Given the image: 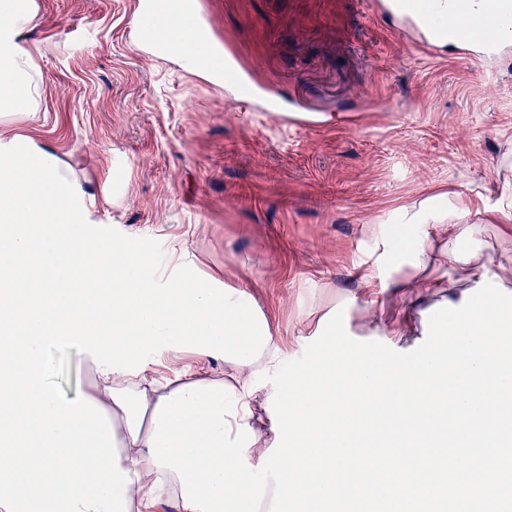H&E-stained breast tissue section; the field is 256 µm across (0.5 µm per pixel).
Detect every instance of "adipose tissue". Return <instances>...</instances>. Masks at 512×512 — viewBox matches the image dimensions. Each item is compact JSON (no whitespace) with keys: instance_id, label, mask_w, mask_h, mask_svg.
Returning a JSON list of instances; mask_svg holds the SVG:
<instances>
[{"instance_id":"1","label":"adipose tissue","mask_w":512,"mask_h":512,"mask_svg":"<svg viewBox=\"0 0 512 512\" xmlns=\"http://www.w3.org/2000/svg\"><path fill=\"white\" fill-rule=\"evenodd\" d=\"M36 0H0V512H187L176 472L153 465L148 440L160 397L190 383L225 385L239 399L237 423L257 438V464L271 416L255 406L260 370L278 369L280 341L246 291L208 279L159 275L152 259L90 237L84 191L51 149L10 134L38 111L43 74L26 41ZM166 38L172 56L198 74L210 53L179 16ZM413 240L415 266L455 264L506 282V268L455 246L430 254ZM75 345L91 391L62 398L49 384L45 351ZM191 348L192 362L181 359Z\"/></svg>"}]
</instances>
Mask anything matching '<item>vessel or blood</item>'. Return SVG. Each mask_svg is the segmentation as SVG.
Wrapping results in <instances>:
<instances>
[{"mask_svg":"<svg viewBox=\"0 0 512 512\" xmlns=\"http://www.w3.org/2000/svg\"><path fill=\"white\" fill-rule=\"evenodd\" d=\"M458 3L459 0H428L422 7L417 0H365L371 17L395 22L413 45L429 54H437L440 48L452 44L459 49V59L493 62L502 50L501 41L495 37L469 41L465 30L471 14L459 8ZM134 11L140 20L138 40H150L161 23L155 0H135ZM238 104L245 110L285 120L295 127L311 126L320 121L318 113L303 99L283 98L280 90L272 85L255 87L239 99Z\"/></svg>","mask_w":512,"mask_h":512,"instance_id":"b4317fda","label":"vessel or blood"}]
</instances>
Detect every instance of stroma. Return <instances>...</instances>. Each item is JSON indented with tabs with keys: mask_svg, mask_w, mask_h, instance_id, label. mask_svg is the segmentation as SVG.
Listing matches in <instances>:
<instances>
[{
	"mask_svg": "<svg viewBox=\"0 0 512 512\" xmlns=\"http://www.w3.org/2000/svg\"><path fill=\"white\" fill-rule=\"evenodd\" d=\"M29 48L40 109L16 132L52 148L89 202L91 234L159 257L169 273L246 289L298 358L324 317L400 351L410 293L374 303L357 278L404 213L457 206L481 225L473 249L512 266V223L485 212L512 193V36L488 68L432 58L354 0H194L210 36L258 81L327 111L288 127L241 112L229 89L139 50L134 0H37ZM65 399L92 374L71 343L50 345Z\"/></svg>",
	"mask_w": 512,
	"mask_h": 512,
	"instance_id": "stroma-1",
	"label": "stroma"
}]
</instances>
